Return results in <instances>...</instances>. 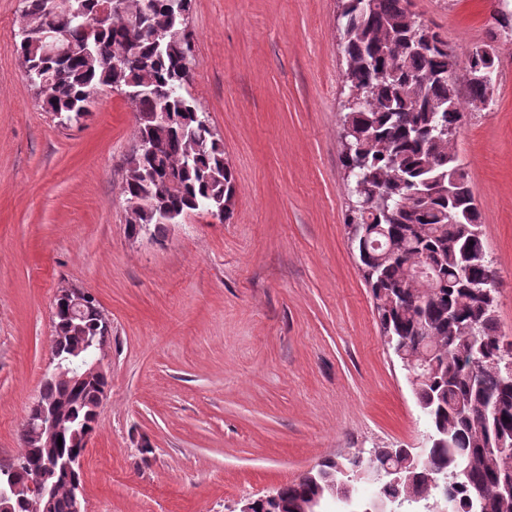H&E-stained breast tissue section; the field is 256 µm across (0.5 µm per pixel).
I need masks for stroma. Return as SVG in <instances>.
I'll return each mask as SVG.
<instances>
[{"label":"stroma","instance_id":"1","mask_svg":"<svg viewBox=\"0 0 512 512\" xmlns=\"http://www.w3.org/2000/svg\"><path fill=\"white\" fill-rule=\"evenodd\" d=\"M501 0H410L458 59L493 43L490 108L464 105L454 148L498 274L512 341V34ZM19 0H0V461L49 365L57 292L112 324L109 391L87 449L88 512H236L322 460L420 448L427 424L384 341L348 239L339 130L347 89L336 0H193L189 92L237 180L233 216L132 237L135 144L112 91L57 124L24 75ZM148 449H141V442Z\"/></svg>","mask_w":512,"mask_h":512}]
</instances>
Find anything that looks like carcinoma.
Segmentation results:
<instances>
[{
  "label": "carcinoma",
  "mask_w": 512,
  "mask_h": 512,
  "mask_svg": "<svg viewBox=\"0 0 512 512\" xmlns=\"http://www.w3.org/2000/svg\"><path fill=\"white\" fill-rule=\"evenodd\" d=\"M52 0H22L24 23L18 49L31 77L49 81L39 89L47 110L58 124H79L86 113L78 103L104 88L127 89L125 83L145 85L133 104L136 137L150 126L158 106L171 112L173 122L164 147L138 160L122 187L125 201L137 196L161 198L169 212H203L218 196L236 194L234 173L195 99L187 92L186 57L194 55V35L188 25L192 0H151L153 15L137 21L114 14L109 23L92 22L101 0H70L78 17L66 20L51 10ZM342 22L345 73L348 83L365 87L375 100L368 111L350 110L342 124L353 131L352 155H342L343 167L355 157L372 187L391 198L386 211L370 203L367 212L346 215L345 223L361 231L385 234L371 238L359 257L363 277L371 288L381 330L402 343L406 355L424 363L423 378L413 387L419 409L428 414L435 435L445 443L428 449L414 468L404 467L401 482H377L376 496L394 512H433L427 503L438 485H455L466 501L471 484L485 488L484 499L460 512H512V464L499 445L512 442V378L499 361L502 337L495 315L496 290L478 288L484 269L474 267L462 276L467 253L484 248L474 236L481 217L469 186L468 174L458 170L452 141L440 128L458 122L462 101L456 84L448 82L459 61L448 57L440 33L425 27L420 46L406 23L408 0H378L375 13L362 12L360 0H344ZM176 184L171 193L166 183ZM135 223L153 233L165 229L156 211L137 214ZM423 260L438 271L433 298L412 281V265ZM93 308L77 329L69 324L67 305L55 301L56 334L72 337L69 346H84L68 363L76 365L96 356L95 345L112 342L111 322ZM106 383H87L75 389L68 381L47 376L39 398L45 403L64 398L75 401L76 418L84 419L98 405ZM470 459L463 471L459 461ZM390 463L382 450L365 461L325 459L298 480L276 490L277 497L256 502L255 512H322L332 499L328 482L333 475L348 481L361 471L377 472ZM350 472L346 477L338 468ZM72 478L56 479L51 512H71L68 486Z\"/></svg>",
  "instance_id": "obj_1"
}]
</instances>
